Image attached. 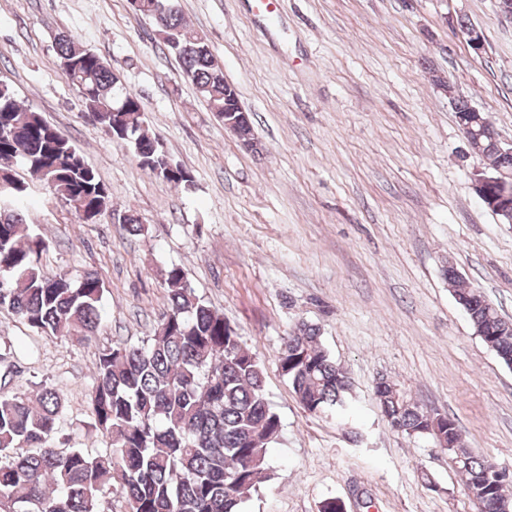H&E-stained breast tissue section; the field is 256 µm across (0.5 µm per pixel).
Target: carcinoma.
<instances>
[{"instance_id":"cac0c4a2","label":"carcinoma","mask_w":512,"mask_h":512,"mask_svg":"<svg viewBox=\"0 0 512 512\" xmlns=\"http://www.w3.org/2000/svg\"><path fill=\"white\" fill-rule=\"evenodd\" d=\"M166 5L157 16V0H142L136 13L154 18L158 39L210 111L224 114L221 62L173 0ZM55 44L64 76L105 132L129 145L151 174L191 188L190 172L145 133L142 101L121 86L109 64L70 34H58ZM494 133L486 123L482 156L512 181V158L496 152ZM20 164L81 221L112 208L109 187L69 139L1 82L0 307L43 336L89 341L102 325L104 281L95 272L44 271L48 242L28 232L20 207L26 186L15 171ZM443 274L474 333L511 367L512 320L480 291L460 285L453 266ZM161 279L168 306L153 336L138 344L117 342L98 354L89 404L93 429L108 439V451L54 444L61 389L44 386L33 399L0 393V512H98L105 486L120 489L129 512H243L251 493L271 477L268 445L281 420L268 399L261 363L224 315L196 294L182 267H166ZM320 336L317 325L299 322L276 357L311 414L344 410L352 392L347 372ZM374 395L393 430L445 444L479 512H512V475L469 452L453 420L431 415L391 381L374 386Z\"/></svg>"}]
</instances>
